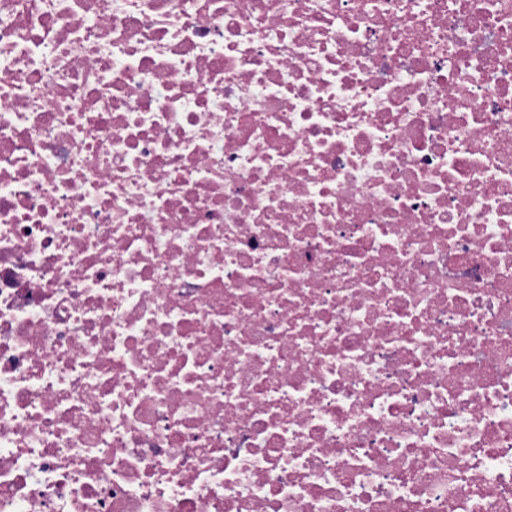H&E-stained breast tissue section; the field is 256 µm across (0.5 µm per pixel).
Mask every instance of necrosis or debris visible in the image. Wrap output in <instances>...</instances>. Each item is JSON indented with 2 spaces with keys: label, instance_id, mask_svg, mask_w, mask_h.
Returning <instances> with one entry per match:
<instances>
[{
  "label": "necrosis or debris",
  "instance_id": "necrosis-or-debris-1",
  "mask_svg": "<svg viewBox=\"0 0 512 512\" xmlns=\"http://www.w3.org/2000/svg\"><path fill=\"white\" fill-rule=\"evenodd\" d=\"M0 512H512V0H0Z\"/></svg>",
  "mask_w": 512,
  "mask_h": 512
}]
</instances>
